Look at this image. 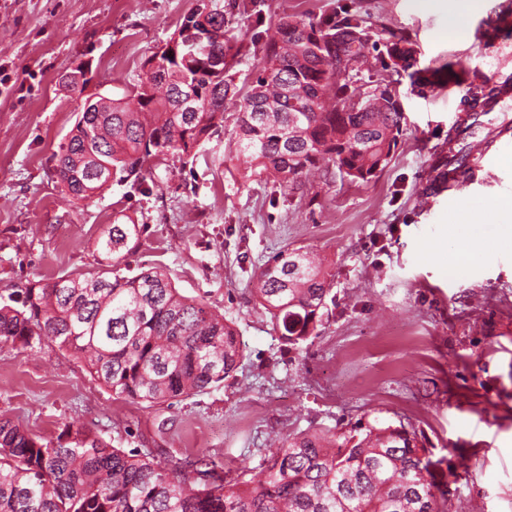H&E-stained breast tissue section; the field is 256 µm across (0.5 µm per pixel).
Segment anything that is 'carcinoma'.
<instances>
[{"instance_id":"1","label":"carcinoma","mask_w":512,"mask_h":512,"mask_svg":"<svg viewBox=\"0 0 512 512\" xmlns=\"http://www.w3.org/2000/svg\"><path fill=\"white\" fill-rule=\"evenodd\" d=\"M226 11L197 0L165 44L143 63L120 98L98 99L77 115L53 154L61 194L83 208L112 185L148 193L151 161L196 158L224 127V102L239 97L237 145L253 174L290 194L332 170L366 182L389 162L402 110L365 92L370 28L357 14L281 18L262 39L246 90L237 89L226 57L236 58ZM224 40L189 55L184 32L204 25ZM386 71L424 84L410 48L388 40L378 51ZM502 92L473 73L463 103L473 102L448 137L447 159L426 190L468 180L481 117ZM142 224L108 225L95 242L99 268L52 282L30 280L0 291V344L32 348L48 340L75 356L112 395L133 402L181 401L232 376L243 347L234 327L204 301L182 295L166 270L124 273ZM251 294L271 315L283 342L297 346L322 322L330 274L303 248L274 254L254 272ZM257 477L226 480L203 459L175 469L135 450L114 448L99 433L66 428L45 440L0 419V512H445L437 463L405 426H354L328 439L300 433L267 449Z\"/></svg>"}]
</instances>
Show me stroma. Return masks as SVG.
<instances>
[{
  "label": "stroma",
  "mask_w": 512,
  "mask_h": 512,
  "mask_svg": "<svg viewBox=\"0 0 512 512\" xmlns=\"http://www.w3.org/2000/svg\"><path fill=\"white\" fill-rule=\"evenodd\" d=\"M197 0H0V290L27 280L95 271L94 242L113 220L144 227L132 267L161 266L180 292L202 298L235 326L244 356L216 390L168 404L113 398L83 363L51 342L0 344V418L47 439L84 426L114 447L169 465L200 457L218 473H258L271 437L332 434L355 423L414 430L445 478L447 512H512V248L477 254L448 275L439 256L466 216L512 199V171H478L461 188L419 206L428 172L463 116L464 85L449 68L491 84L512 77V0H477L466 35L448 37L460 0H264L261 17L228 16L243 85L254 38L281 17L345 6L373 35L413 49L434 88L396 89L403 131L389 163L366 183L321 179L303 198L248 175L224 128L196 162L169 156L153 193L112 186L84 210L57 188L51 157L75 123L77 101L58 82L84 67L91 91L122 96L144 60L166 43ZM317 253L334 276V302L301 346L285 344L250 293L254 271L283 248Z\"/></svg>",
  "instance_id": "1"
}]
</instances>
